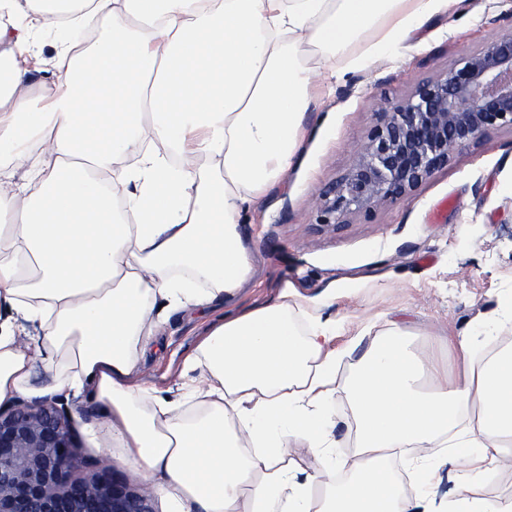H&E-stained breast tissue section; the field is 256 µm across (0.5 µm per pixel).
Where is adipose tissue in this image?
<instances>
[{
	"mask_svg": "<svg viewBox=\"0 0 512 512\" xmlns=\"http://www.w3.org/2000/svg\"><path fill=\"white\" fill-rule=\"evenodd\" d=\"M0 0V405L35 400V366L67 362L55 390L106 407L100 430L145 473L170 512H435L389 466L412 448L459 450L446 512H512L468 494L512 464V348L462 384L426 373L400 327L373 339L346 392L356 458L337 482L326 407L336 354L326 323L299 331L289 292L213 324L180 370L174 399L140 380L166 314L206 310L251 275L245 206L290 168L327 80L299 48L336 53L379 28L364 58L390 53L449 0ZM110 31L92 49L57 42L60 80L21 66L35 55L23 17ZM218 158L215 173L190 158ZM125 213H117L115 200ZM317 449L306 475L292 443Z\"/></svg>",
	"mask_w": 512,
	"mask_h": 512,
	"instance_id": "ef3b65f1",
	"label": "adipose tissue"
}]
</instances>
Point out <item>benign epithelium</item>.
I'll return each instance as SVG.
<instances>
[{
  "label": "benign epithelium",
  "mask_w": 512,
  "mask_h": 512,
  "mask_svg": "<svg viewBox=\"0 0 512 512\" xmlns=\"http://www.w3.org/2000/svg\"><path fill=\"white\" fill-rule=\"evenodd\" d=\"M512 130V32L428 79L378 113L349 173L320 195L324 224L415 191L488 132ZM59 400L0 408V512H158L154 495L76 453ZM92 469L85 478L79 469Z\"/></svg>",
  "instance_id": "1"
}]
</instances>
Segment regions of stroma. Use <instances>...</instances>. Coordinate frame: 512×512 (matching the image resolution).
<instances>
[{
	"mask_svg": "<svg viewBox=\"0 0 512 512\" xmlns=\"http://www.w3.org/2000/svg\"><path fill=\"white\" fill-rule=\"evenodd\" d=\"M510 30L512 0H452L384 61L351 66L373 40L370 32L331 58L338 78L310 111L293 166L242 215L251 279L223 307L173 316L141 361L142 382L166 395L182 359L214 320L275 303L287 287L301 305L297 318L333 326L341 390L370 341L396 321L411 330L410 349L452 381L462 378L464 365L447 337L472 328L480 358L512 344V130L490 131L417 190L371 215L345 216L333 231L319 224L320 192L348 174L378 112ZM67 412L82 456L109 457L132 486L144 485L95 428L100 402L89 396ZM330 416L334 453L351 460L355 411L343 393L332 401Z\"/></svg>",
	"mask_w": 512,
	"mask_h": 512,
	"instance_id": "obj_1",
	"label": "stroma"
}]
</instances>
